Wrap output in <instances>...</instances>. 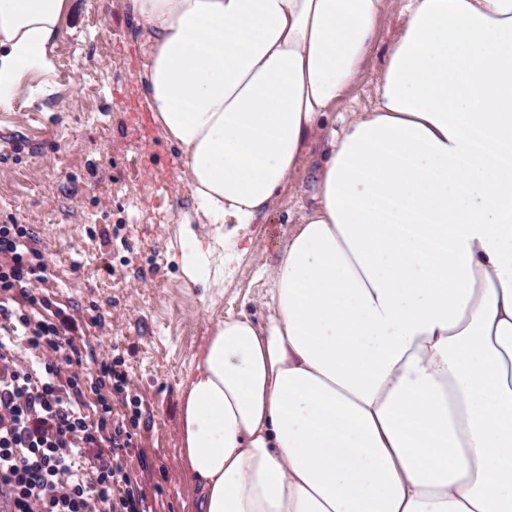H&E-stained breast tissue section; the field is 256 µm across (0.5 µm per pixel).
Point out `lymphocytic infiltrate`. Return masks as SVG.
Here are the masks:
<instances>
[{
    "instance_id": "lymphocytic-infiltrate-1",
    "label": "lymphocytic infiltrate",
    "mask_w": 512,
    "mask_h": 512,
    "mask_svg": "<svg viewBox=\"0 0 512 512\" xmlns=\"http://www.w3.org/2000/svg\"><path fill=\"white\" fill-rule=\"evenodd\" d=\"M23 224L0 225V496L8 512H152L140 486L121 475L132 434L101 393L128 386L106 357L66 346L65 322L37 306L46 264ZM38 349L22 360L18 341Z\"/></svg>"
}]
</instances>
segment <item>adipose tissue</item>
Returning <instances> with one entry per match:
<instances>
[{"label": "adipose tissue", "instance_id": "adipose-tissue-1", "mask_svg": "<svg viewBox=\"0 0 512 512\" xmlns=\"http://www.w3.org/2000/svg\"><path fill=\"white\" fill-rule=\"evenodd\" d=\"M387 2L124 0L207 223H256L325 142L268 316L218 322L182 382L199 512H512V163L478 146L512 147V0H403L335 128ZM71 7L0 0V110ZM401 7L402 4L400 0L388 1L387 12L369 59L367 78L350 94L345 102L336 109L334 113V116L336 115V128L339 129L341 126L340 114L348 116L349 113L347 112H367L371 108L376 95L373 78L384 69L387 64L389 46L400 23Z\"/></svg>", "mask_w": 512, "mask_h": 512}]
</instances>
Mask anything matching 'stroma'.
I'll return each instance as SVG.
<instances>
[{"label":"stroma","instance_id":"35a3bbf8","mask_svg":"<svg viewBox=\"0 0 512 512\" xmlns=\"http://www.w3.org/2000/svg\"><path fill=\"white\" fill-rule=\"evenodd\" d=\"M389 0L368 80L339 107L368 111L401 18ZM145 45L121 0H76L60 20L51 74L29 73L12 111H0V224H26L48 266L38 298L63 311L76 345L118 359L138 397L113 396L135 414L120 464L154 512H197L181 455V389L213 326L228 316L262 321L265 279L309 204L312 169L280 207L230 240H212L222 273L187 279L181 258L214 232L198 223L177 147L141 108L133 77Z\"/></svg>","mask_w":512,"mask_h":512}]
</instances>
